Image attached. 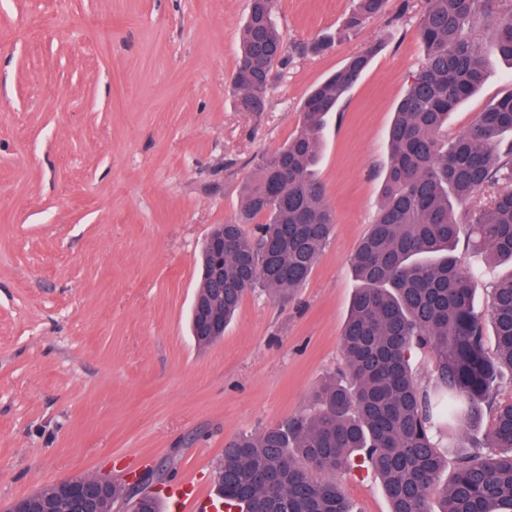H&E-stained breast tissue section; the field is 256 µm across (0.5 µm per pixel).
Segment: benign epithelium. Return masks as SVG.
Here are the masks:
<instances>
[{
	"instance_id": "1",
	"label": "benign epithelium",
	"mask_w": 512,
	"mask_h": 512,
	"mask_svg": "<svg viewBox=\"0 0 512 512\" xmlns=\"http://www.w3.org/2000/svg\"><path fill=\"white\" fill-rule=\"evenodd\" d=\"M209 251L219 259L224 257V225H213L206 235L201 254ZM200 276L211 280L215 289L224 288V268L220 262L201 267ZM191 320L194 337L217 341L224 338V311L216 303L194 297ZM151 484L150 472L131 474L124 483L123 495L115 497L112 479L74 476L48 484L46 492L38 490L13 500L4 512H104L106 501L113 503V512H146L145 504L155 495Z\"/></svg>"
}]
</instances>
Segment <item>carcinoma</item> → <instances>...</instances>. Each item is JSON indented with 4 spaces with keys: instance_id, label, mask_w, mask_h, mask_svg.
Here are the masks:
<instances>
[{
    "instance_id": "carcinoma-1",
    "label": "carcinoma",
    "mask_w": 512,
    "mask_h": 512,
    "mask_svg": "<svg viewBox=\"0 0 512 512\" xmlns=\"http://www.w3.org/2000/svg\"><path fill=\"white\" fill-rule=\"evenodd\" d=\"M389 0H354L346 27L384 14ZM492 21L491 46L512 62L508 0H423L421 67L388 129V165L374 224L357 246L359 282L342 332L348 374L313 392L310 412L241 436L224 448L217 492L227 512H352L338 485L317 474L361 459L376 475L390 512H512V278L475 309L473 271L455 256L461 236L512 261V91L448 137V117L487 74V46L472 34ZM325 40L288 49L273 0H249L233 84L239 109H265L269 75L288 53L318 55ZM379 46L349 56L304 98L299 128L258 157L235 217L224 223V325L261 289L286 298L303 286L332 232L334 213L317 178L326 118L368 69ZM253 225L248 231L245 225ZM494 327L488 348L486 320ZM433 356L431 382L410 360ZM485 427L481 439L469 431ZM444 448L457 449L451 477Z\"/></svg>"
}]
</instances>
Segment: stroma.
<instances>
[{"label": "stroma", "mask_w": 512, "mask_h": 512, "mask_svg": "<svg viewBox=\"0 0 512 512\" xmlns=\"http://www.w3.org/2000/svg\"><path fill=\"white\" fill-rule=\"evenodd\" d=\"M421 0L344 28L353 0H275L287 43L334 46L277 66L261 112L233 73L248 0H0V505L80 474L160 476L163 512H205L224 446L306 412L343 371L358 283L350 258L381 203L392 112L424 49ZM377 43L321 133L328 246L288 300L247 295L221 341L198 346L189 310L200 247L241 205L254 160L297 129L307 92ZM489 55L451 114L467 129L504 93ZM486 308L512 263L459 243ZM355 512H389L373 472L331 476ZM196 496H177L183 485Z\"/></svg>", "instance_id": "stroma-1"}]
</instances>
